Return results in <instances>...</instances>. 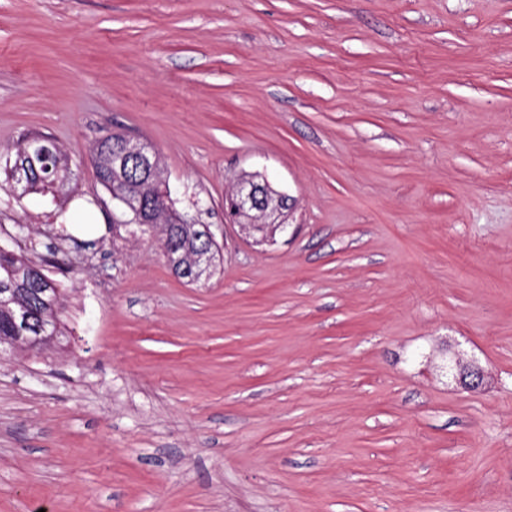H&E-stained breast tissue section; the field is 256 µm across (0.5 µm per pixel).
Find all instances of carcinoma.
<instances>
[{"label":"carcinoma","instance_id":"carcinoma-1","mask_svg":"<svg viewBox=\"0 0 512 512\" xmlns=\"http://www.w3.org/2000/svg\"><path fill=\"white\" fill-rule=\"evenodd\" d=\"M126 139V134L114 131L102 140L96 141L91 150V158L101 184L118 199L130 194L142 197L144 210L153 220L142 225V232L153 230L160 234L164 245L174 247L184 256L183 262L189 263L194 252L206 246L202 227L198 224L178 223L179 212L173 203L161 197L153 183L138 171H126L112 167V148ZM30 146L23 141L13 162L0 166V172L7 182L14 181V173L23 172L25 184L32 192H45L55 184L64 183L70 174L68 158L59 147H53L51 157L37 168H25ZM8 288H21L32 301L34 322L50 317L61 310L60 295L54 282L39 265L13 251L0 253V285Z\"/></svg>","mask_w":512,"mask_h":512}]
</instances>
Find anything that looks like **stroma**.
Here are the masks:
<instances>
[{
  "mask_svg": "<svg viewBox=\"0 0 512 512\" xmlns=\"http://www.w3.org/2000/svg\"><path fill=\"white\" fill-rule=\"evenodd\" d=\"M112 130L222 225L210 277L119 223ZM32 133L71 174L0 185V246L64 310L0 351V512H512V0H0V160ZM243 175V174H242ZM242 175L236 179L232 190L231 197L234 206L229 211H224L229 220L234 221L238 213H249L255 223V215L259 218L257 223L258 232L271 235L275 232V228L269 224H277V228L285 231L288 224L285 223V212L291 209L292 199L286 193L276 190L270 183L264 179L263 182H255L251 179L242 178Z\"/></svg>",
  "mask_w": 512,
  "mask_h": 512,
  "instance_id": "obj_1",
  "label": "stroma"
}]
</instances>
